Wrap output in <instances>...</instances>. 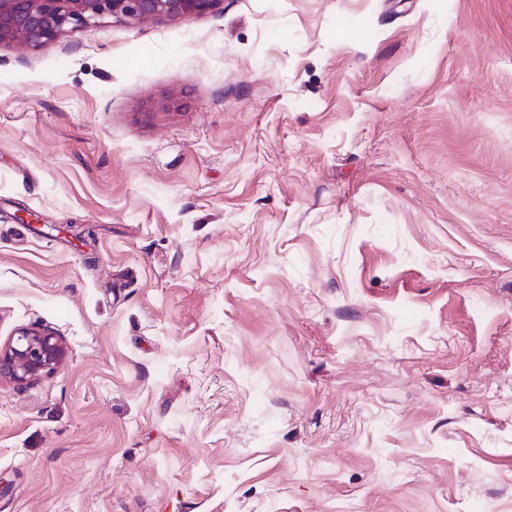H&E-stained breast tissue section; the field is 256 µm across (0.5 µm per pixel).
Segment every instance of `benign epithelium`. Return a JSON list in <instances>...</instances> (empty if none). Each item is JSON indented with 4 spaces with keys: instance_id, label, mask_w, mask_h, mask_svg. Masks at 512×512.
Instances as JSON below:
<instances>
[{
    "instance_id": "benign-epithelium-1",
    "label": "benign epithelium",
    "mask_w": 512,
    "mask_h": 512,
    "mask_svg": "<svg viewBox=\"0 0 512 512\" xmlns=\"http://www.w3.org/2000/svg\"><path fill=\"white\" fill-rule=\"evenodd\" d=\"M215 0H0V44L30 46L53 41L68 27L114 22L178 20L206 14ZM60 337L21 328L0 343V384L22 385L49 376L65 363Z\"/></svg>"
}]
</instances>
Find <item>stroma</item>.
Returning a JSON list of instances; mask_svg holds the SVG:
<instances>
[{
    "instance_id": "obj_1",
    "label": "stroma",
    "mask_w": 512,
    "mask_h": 512,
    "mask_svg": "<svg viewBox=\"0 0 512 512\" xmlns=\"http://www.w3.org/2000/svg\"><path fill=\"white\" fill-rule=\"evenodd\" d=\"M21 327L0 512H512V0L0 45ZM65 359L59 336L43 329L21 328L0 343V385H22L49 376L63 367Z\"/></svg>"
}]
</instances>
